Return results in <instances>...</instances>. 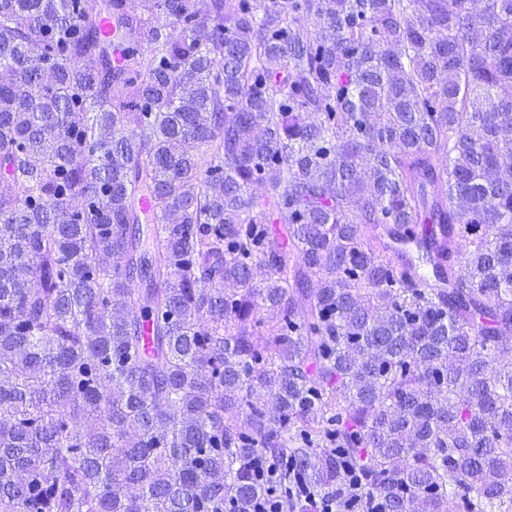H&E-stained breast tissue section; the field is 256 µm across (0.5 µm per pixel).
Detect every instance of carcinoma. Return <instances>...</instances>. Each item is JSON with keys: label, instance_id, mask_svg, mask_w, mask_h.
Instances as JSON below:
<instances>
[{"label": "carcinoma", "instance_id": "carcinoma-1", "mask_svg": "<svg viewBox=\"0 0 512 512\" xmlns=\"http://www.w3.org/2000/svg\"><path fill=\"white\" fill-rule=\"evenodd\" d=\"M0 176V512H512V0H0Z\"/></svg>", "mask_w": 512, "mask_h": 512}]
</instances>
